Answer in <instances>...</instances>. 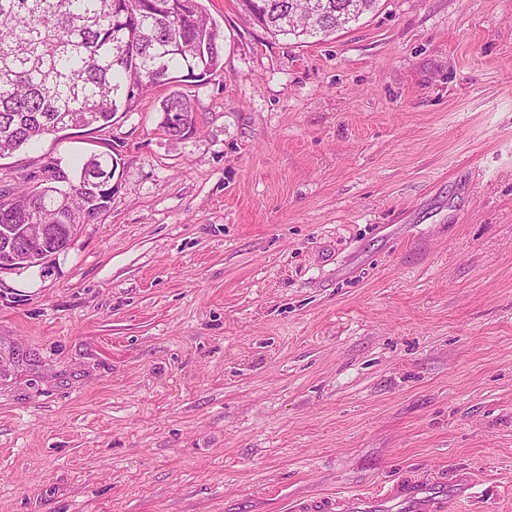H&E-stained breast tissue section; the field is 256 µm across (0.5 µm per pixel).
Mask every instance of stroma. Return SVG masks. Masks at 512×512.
I'll list each match as a JSON object with an SVG mask.
<instances>
[{"label":"stroma","mask_w":512,"mask_h":512,"mask_svg":"<svg viewBox=\"0 0 512 512\" xmlns=\"http://www.w3.org/2000/svg\"><path fill=\"white\" fill-rule=\"evenodd\" d=\"M203 4L211 80L0 159L5 192L113 170L66 252L0 270V512H290L460 469L468 512H512V0L303 42ZM161 127L172 139H182L193 133L196 127L194 106L189 95L183 92H174L162 101ZM175 113L179 118V124L168 122V115ZM187 130V131H186Z\"/></svg>","instance_id":"obj_1"}]
</instances>
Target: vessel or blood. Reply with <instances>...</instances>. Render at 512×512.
<instances>
[{"label":"vessel or blood","mask_w":512,"mask_h":512,"mask_svg":"<svg viewBox=\"0 0 512 512\" xmlns=\"http://www.w3.org/2000/svg\"><path fill=\"white\" fill-rule=\"evenodd\" d=\"M467 475L451 478L405 475L382 483L374 490L297 505L296 512H448L449 506H465L474 497Z\"/></svg>","instance_id":"1"}]
</instances>
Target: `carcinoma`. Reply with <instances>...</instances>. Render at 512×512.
<instances>
[{"label":"carcinoma","instance_id":"obj_1","mask_svg":"<svg viewBox=\"0 0 512 512\" xmlns=\"http://www.w3.org/2000/svg\"><path fill=\"white\" fill-rule=\"evenodd\" d=\"M239 2L268 32L307 39L345 28L377 0ZM222 58L223 36L200 0H0V159L51 129L101 132L155 88L206 83ZM160 112L171 138L193 133L189 95L170 94ZM111 198L112 154L94 153L78 170L53 166L45 182L0 193V228L52 224L68 242Z\"/></svg>","mask_w":512,"mask_h":512}]
</instances>
